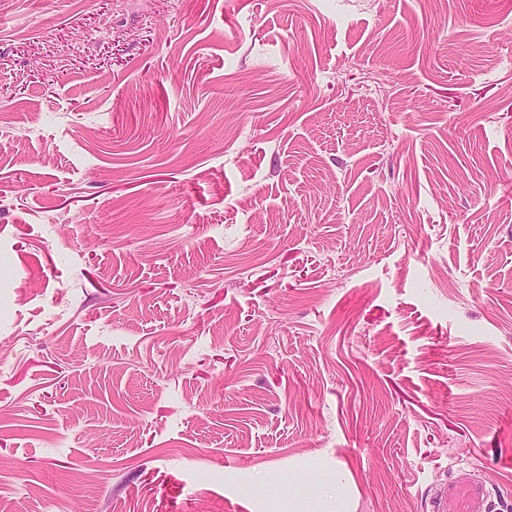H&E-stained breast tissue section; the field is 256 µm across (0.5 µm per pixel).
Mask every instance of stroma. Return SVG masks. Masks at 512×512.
I'll return each instance as SVG.
<instances>
[{"label": "stroma", "mask_w": 512, "mask_h": 512, "mask_svg": "<svg viewBox=\"0 0 512 512\" xmlns=\"http://www.w3.org/2000/svg\"><path fill=\"white\" fill-rule=\"evenodd\" d=\"M512 512V0H0L10 512ZM292 483L296 486L293 495L288 494V505L284 511L287 512H320V510H305L308 508H316L320 506L319 500H313L309 505H302L301 503L308 502L310 498H315L316 489L315 481L309 475H298L293 477ZM489 496L484 482L460 475L435 492L430 512H488Z\"/></svg>", "instance_id": "stroma-1"}]
</instances>
